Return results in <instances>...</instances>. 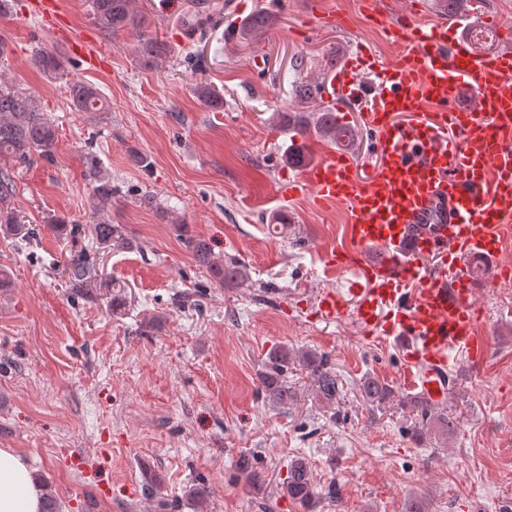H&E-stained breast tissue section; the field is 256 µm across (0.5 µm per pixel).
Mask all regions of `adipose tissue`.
<instances>
[{"mask_svg":"<svg viewBox=\"0 0 512 512\" xmlns=\"http://www.w3.org/2000/svg\"><path fill=\"white\" fill-rule=\"evenodd\" d=\"M42 488L28 460L16 449L0 448V512H41Z\"/></svg>","mask_w":512,"mask_h":512,"instance_id":"adipose-tissue-1","label":"adipose tissue"}]
</instances>
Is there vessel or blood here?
<instances>
[{"mask_svg":"<svg viewBox=\"0 0 512 512\" xmlns=\"http://www.w3.org/2000/svg\"><path fill=\"white\" fill-rule=\"evenodd\" d=\"M365 5L387 19L399 51L379 64L357 51L326 87L358 103L375 160L360 168L327 150L278 194L307 191L345 211L343 240L322 261L350 276L359 300L325 292L318 318L347 317L399 342L406 386L440 404L452 363L488 358L469 262L512 243V48L484 51L456 25L388 18L384 0ZM370 66L377 83L366 91L360 73Z\"/></svg>","mask_w":512,"mask_h":512,"instance_id":"obj_1","label":"vessel or blood"}]
</instances>
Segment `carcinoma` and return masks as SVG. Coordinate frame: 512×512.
Here are the masks:
<instances>
[{
    "label": "carcinoma",
    "instance_id": "obj_1",
    "mask_svg": "<svg viewBox=\"0 0 512 512\" xmlns=\"http://www.w3.org/2000/svg\"><path fill=\"white\" fill-rule=\"evenodd\" d=\"M91 8L97 26L105 31L117 32L137 27L136 15L131 8V0H91ZM271 25V17L265 11H258L232 30V36L250 40L266 31ZM143 57L146 64L154 65L165 57L167 49L156 40L143 42ZM38 64L42 70L57 75L62 68L59 56L51 51L38 54ZM322 82L317 79L304 81L295 86V94L301 110L294 112H274L270 117L273 127L306 141L315 137L341 147H351L355 142L353 130L337 123L334 113L316 108L321 97ZM66 92L72 106L78 112H105L106 99L97 88L80 81L68 83ZM198 98L209 106L224 104V97L208 84L195 88ZM58 139L57 126L43 112L40 102L34 96L20 90L13 82L0 74V230L13 236L26 238L35 235V229L26 226L17 210L14 198L16 187L11 173V165L28 164L35 159L45 162L54 160V148ZM313 155L306 145H288L285 162L293 167L303 168L311 163ZM88 176L93 181V212L97 222L93 224L96 243L112 250L132 251L139 248L125 226L114 224L110 219L112 200L119 189L112 184L110 175L103 169L100 160L89 154L85 156ZM47 227L57 236L77 239L81 227L71 223L64 216L53 215L46 220ZM187 246L195 263L206 269L210 277L220 285L241 288L251 279L249 268L241 262L228 258L214 257L209 242L204 239L187 238ZM69 288L77 295L87 293L93 268L84 251L70 254L64 266ZM302 366L313 380L314 394L325 405L335 404L343 393V383L331 367L327 355L314 350H290L286 346L274 349L268 355L258 373L261 392L269 402L288 405L297 400L295 390L288 385V370L293 364ZM361 396L368 404L381 406L389 402L409 408L415 413V425L411 430L412 439L420 444L431 432H436L447 440L457 433V422L447 411L428 403L421 396H405L396 399L389 384L375 377H366L361 382ZM237 469L244 475L253 489L261 491L264 481L254 468L250 457L244 455L237 462ZM284 490L288 497L298 503L306 512H315L320 495L314 485L311 470L303 459H295L288 465V476ZM190 500L196 512H208V490L204 484H196L190 491Z\"/></svg>",
    "mask_w": 512,
    "mask_h": 512
}]
</instances>
